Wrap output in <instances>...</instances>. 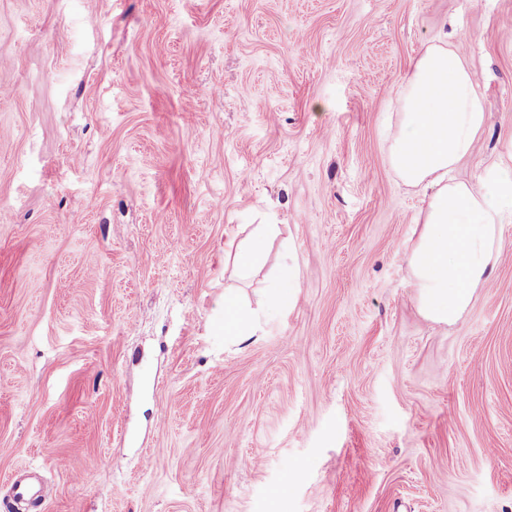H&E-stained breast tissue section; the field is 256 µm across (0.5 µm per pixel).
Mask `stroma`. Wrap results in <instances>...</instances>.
Listing matches in <instances>:
<instances>
[{
	"mask_svg": "<svg viewBox=\"0 0 512 512\" xmlns=\"http://www.w3.org/2000/svg\"><path fill=\"white\" fill-rule=\"evenodd\" d=\"M461 40L512 152V0H0V512H512V213L419 313L399 90ZM277 227L240 280L224 244ZM287 315L224 342V294ZM297 288H299L297 272L290 265L284 266L279 277L268 287L267 315L272 318L287 313L288 306L296 299Z\"/></svg>",
	"mask_w": 512,
	"mask_h": 512,
	"instance_id": "1",
	"label": "stroma"
}]
</instances>
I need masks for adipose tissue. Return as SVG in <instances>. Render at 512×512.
Returning a JSON list of instances; mask_svg holds the SVG:
<instances>
[{"mask_svg":"<svg viewBox=\"0 0 512 512\" xmlns=\"http://www.w3.org/2000/svg\"><path fill=\"white\" fill-rule=\"evenodd\" d=\"M485 124L484 102L462 46L429 47L402 87L390 162L423 193L422 227L407 260L419 311L439 325L460 319L502 257L504 214L512 210V168L488 169L476 185L455 175ZM274 230L260 224L235 243L238 276L256 272ZM256 334L254 311L235 294H225V340L242 343Z\"/></svg>","mask_w":512,"mask_h":512,"instance_id":"ef3b65f1","label":"adipose tissue"}]
</instances>
